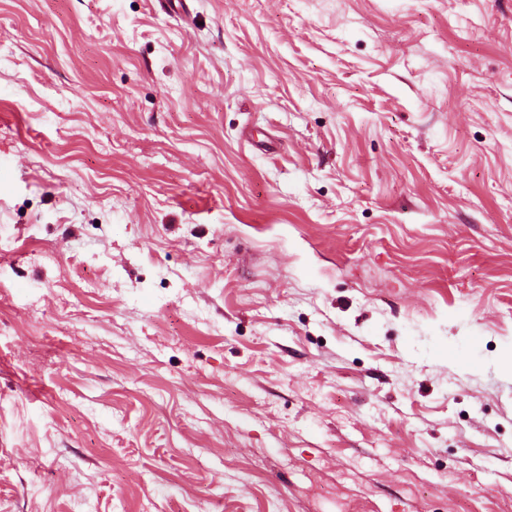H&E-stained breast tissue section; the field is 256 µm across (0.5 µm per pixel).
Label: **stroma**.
<instances>
[{"mask_svg": "<svg viewBox=\"0 0 512 512\" xmlns=\"http://www.w3.org/2000/svg\"><path fill=\"white\" fill-rule=\"evenodd\" d=\"M0 512H512V0H0Z\"/></svg>", "mask_w": 512, "mask_h": 512, "instance_id": "1", "label": "stroma"}]
</instances>
